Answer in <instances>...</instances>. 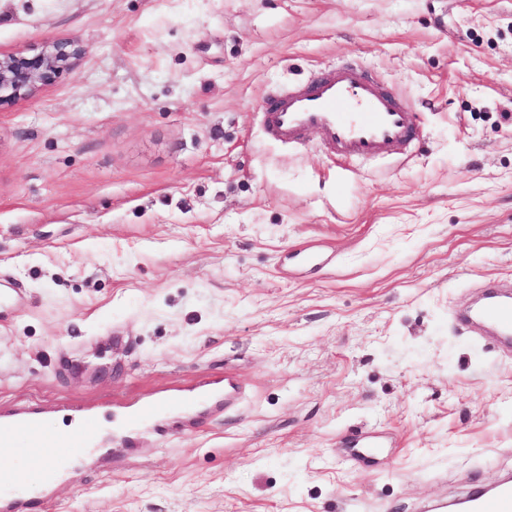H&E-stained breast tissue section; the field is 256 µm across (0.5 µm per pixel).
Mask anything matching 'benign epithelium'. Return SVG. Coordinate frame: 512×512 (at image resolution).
<instances>
[{
    "instance_id": "1",
    "label": "benign epithelium",
    "mask_w": 512,
    "mask_h": 512,
    "mask_svg": "<svg viewBox=\"0 0 512 512\" xmlns=\"http://www.w3.org/2000/svg\"><path fill=\"white\" fill-rule=\"evenodd\" d=\"M85 50L75 41H50L34 54L0 57V104L28 98L66 72L74 73Z\"/></svg>"
}]
</instances>
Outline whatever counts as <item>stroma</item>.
I'll list each match as a JSON object with an SVG mask.
<instances>
[{
	"label": "stroma",
	"mask_w": 512,
	"mask_h": 512,
	"mask_svg": "<svg viewBox=\"0 0 512 512\" xmlns=\"http://www.w3.org/2000/svg\"><path fill=\"white\" fill-rule=\"evenodd\" d=\"M53 40L77 72L0 104V413L247 390L23 512H415L512 472V350L454 320L512 283V0H0V54ZM342 60L410 148L265 139L266 96Z\"/></svg>",
	"instance_id": "35a3bbf8"
}]
</instances>
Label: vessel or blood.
<instances>
[{
    "instance_id": "vessel-or-blood-1",
    "label": "vessel or blood",
    "mask_w": 512,
    "mask_h": 512,
    "mask_svg": "<svg viewBox=\"0 0 512 512\" xmlns=\"http://www.w3.org/2000/svg\"><path fill=\"white\" fill-rule=\"evenodd\" d=\"M262 128L265 137L280 144L300 143L313 132L323 151L338 162L368 160L391 155L397 147L416 138L414 110L384 86L351 64L320 71L288 95L264 101ZM465 329L487 336L498 344L512 342V293H487L476 306L459 313ZM243 391L236 378H228L223 395L205 387L181 394L145 398L113 407V430L129 438L162 417L174 404L219 407ZM76 428L62 434L51 429L41 408L23 406L0 417V446L23 448L34 479L47 480L52 466L84 453L100 429L98 415L87 407L74 411ZM16 469L0 470V503L8 512H19L22 492ZM420 512H512V479L479 487L454 501L422 504Z\"/></svg>"
}]
</instances>
